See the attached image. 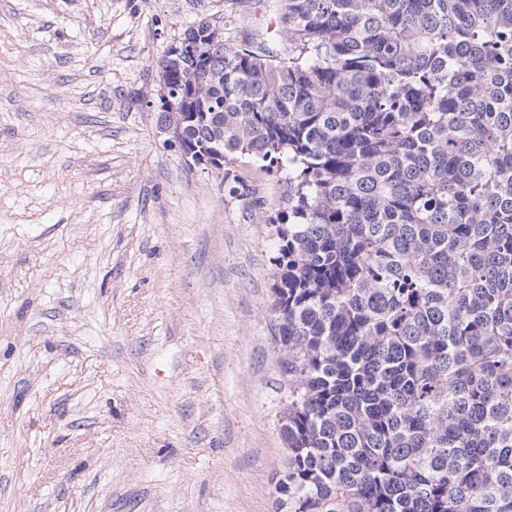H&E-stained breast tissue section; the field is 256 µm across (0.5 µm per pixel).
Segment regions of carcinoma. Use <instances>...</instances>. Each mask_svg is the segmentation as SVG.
Listing matches in <instances>:
<instances>
[{"label":"carcinoma","instance_id":"cac0c4a2","mask_svg":"<svg viewBox=\"0 0 512 512\" xmlns=\"http://www.w3.org/2000/svg\"><path fill=\"white\" fill-rule=\"evenodd\" d=\"M165 56L187 149L288 169L284 512H512V0H278Z\"/></svg>","mask_w":512,"mask_h":512}]
</instances>
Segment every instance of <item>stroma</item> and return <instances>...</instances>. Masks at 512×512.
Wrapping results in <instances>:
<instances>
[{
    "instance_id": "obj_1",
    "label": "stroma",
    "mask_w": 512,
    "mask_h": 512,
    "mask_svg": "<svg viewBox=\"0 0 512 512\" xmlns=\"http://www.w3.org/2000/svg\"><path fill=\"white\" fill-rule=\"evenodd\" d=\"M275 0H0V512H276L284 170L187 165L159 63Z\"/></svg>"
}]
</instances>
